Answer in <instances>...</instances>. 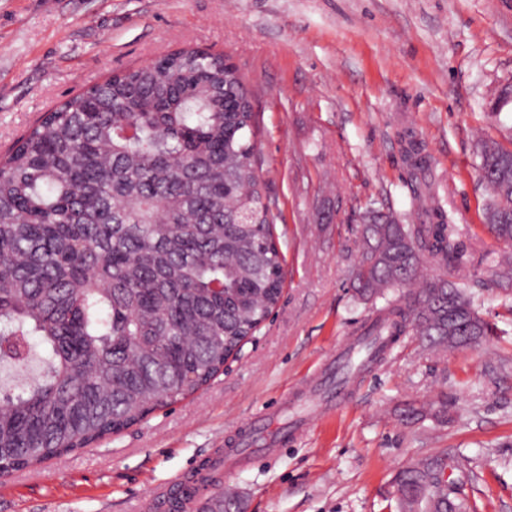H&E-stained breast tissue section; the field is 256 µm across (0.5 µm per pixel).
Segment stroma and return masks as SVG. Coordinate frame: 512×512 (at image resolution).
<instances>
[{"instance_id": "35a3bbf8", "label": "stroma", "mask_w": 512, "mask_h": 512, "mask_svg": "<svg viewBox=\"0 0 512 512\" xmlns=\"http://www.w3.org/2000/svg\"><path fill=\"white\" fill-rule=\"evenodd\" d=\"M182 47L229 55L246 77L283 296L207 387L13 473L0 512H140L169 479L223 464L252 428L263 454L224 469L242 512H397V474L443 454L461 461L448 476L476 512H512V310L495 286L512 247L483 224L476 156L479 140L512 139L486 109L512 82V0H0V152L77 92ZM409 140L425 170L407 162ZM418 182L485 281L474 303L495 335L443 353L399 337L345 402L279 442L309 402L302 380L336 367L371 319L349 286L355 226L382 207L423 223Z\"/></svg>"}]
</instances>
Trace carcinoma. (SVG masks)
Returning a JSON list of instances; mask_svg holds the SVG:
<instances>
[{
    "instance_id": "cac0c4a2",
    "label": "carcinoma",
    "mask_w": 512,
    "mask_h": 512,
    "mask_svg": "<svg viewBox=\"0 0 512 512\" xmlns=\"http://www.w3.org/2000/svg\"><path fill=\"white\" fill-rule=\"evenodd\" d=\"M259 130L239 68L179 48L45 113L0 158V478L61 458L207 386L268 319L285 282L276 215L255 174ZM485 221L512 244V148L482 141ZM372 210L350 283L376 309L365 365L412 333L435 351L494 327L448 266L454 229ZM444 459L401 471L409 512H469ZM209 512H241L219 492Z\"/></svg>"
}]
</instances>
